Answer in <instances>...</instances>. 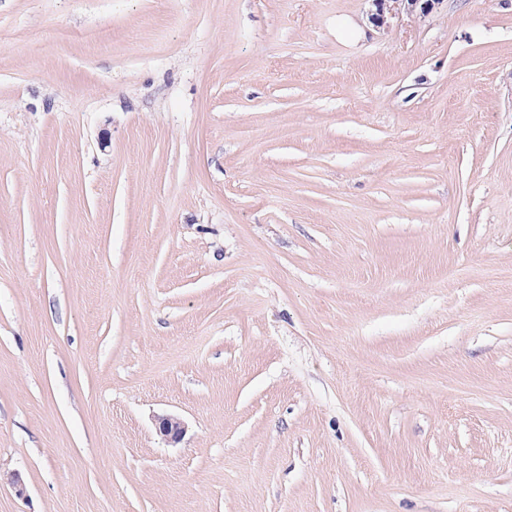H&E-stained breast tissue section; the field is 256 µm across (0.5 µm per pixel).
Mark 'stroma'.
I'll return each instance as SVG.
<instances>
[{
	"mask_svg": "<svg viewBox=\"0 0 512 512\" xmlns=\"http://www.w3.org/2000/svg\"><path fill=\"white\" fill-rule=\"evenodd\" d=\"M368 11L0 0V512H512V0ZM374 7L370 14L372 23L377 28L389 29L393 23L404 15H428L443 0H367ZM158 431L168 442L178 443L186 432L184 421L175 415L158 417Z\"/></svg>",
	"mask_w": 512,
	"mask_h": 512,
	"instance_id": "35a3bbf8",
	"label": "stroma"
}]
</instances>
